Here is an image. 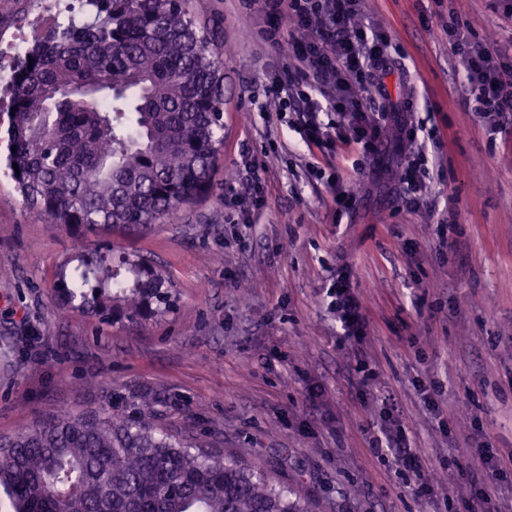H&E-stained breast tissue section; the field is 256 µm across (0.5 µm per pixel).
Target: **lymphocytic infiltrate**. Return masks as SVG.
I'll list each match as a JSON object with an SVG mask.
<instances>
[{
    "label": "lymphocytic infiltrate",
    "instance_id": "lymphocytic-infiltrate-1",
    "mask_svg": "<svg viewBox=\"0 0 512 512\" xmlns=\"http://www.w3.org/2000/svg\"><path fill=\"white\" fill-rule=\"evenodd\" d=\"M250 10L267 19L265 41L278 44L284 27L299 30L291 39L283 77L266 86L265 97L280 111L309 114L302 127L306 144L320 143L328 126L317 113L334 112L343 120L339 139L362 145L366 155L379 151L385 113L367 105L369 92H384L389 70V37L378 30L354 25L361 0H247ZM453 49L461 58L471 84L463 106L489 116L512 117V54L469 38L455 29ZM345 338L363 337L364 304L351 292L346 276H339L329 290Z\"/></svg>",
    "mask_w": 512,
    "mask_h": 512
}]
</instances>
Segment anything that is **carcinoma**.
Here are the masks:
<instances>
[{"label":"carcinoma","instance_id":"obj_1","mask_svg":"<svg viewBox=\"0 0 512 512\" xmlns=\"http://www.w3.org/2000/svg\"><path fill=\"white\" fill-rule=\"evenodd\" d=\"M189 0H84L13 66L8 167L38 220L81 235L146 229L209 189L224 147V52ZM33 67H28V64ZM170 277L137 253L72 254L57 304L105 323L174 308ZM10 512H312L289 487L143 417L61 415L0 441Z\"/></svg>","mask_w":512,"mask_h":512}]
</instances>
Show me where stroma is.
<instances>
[{
	"mask_svg": "<svg viewBox=\"0 0 512 512\" xmlns=\"http://www.w3.org/2000/svg\"><path fill=\"white\" fill-rule=\"evenodd\" d=\"M55 3L0 0L1 97L29 20L56 18ZM190 13L222 25L232 49L219 169L177 216L110 236L174 280L165 318L60 311L59 266L97 236L30 214L0 147V438L113 405L262 470L315 512H476L488 456L500 475L487 508L512 512V121L461 107L470 83L448 41L457 21L510 45L512 15L499 0H362L361 22L402 51L375 108L439 132L414 204L399 192L411 147L396 124L374 158L335 139L306 146L304 113L264 103L287 45L263 41L244 0H192ZM255 160L262 206H228ZM329 175L353 192L350 209L337 211ZM343 266L368 319L347 344L325 296ZM397 437L420 472L371 452Z\"/></svg>",
	"mask_w": 512,
	"mask_h": 512,
	"instance_id": "stroma-1",
	"label": "stroma"
}]
</instances>
